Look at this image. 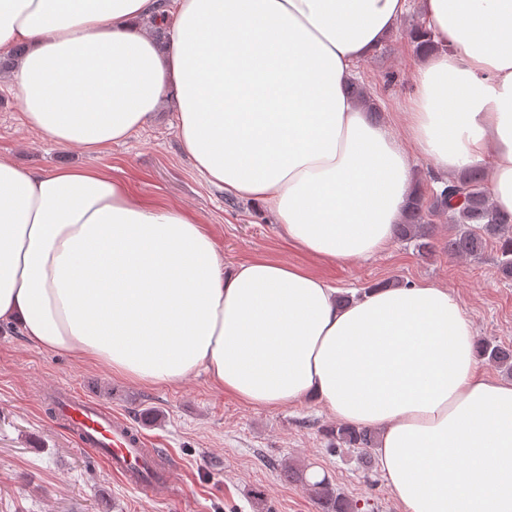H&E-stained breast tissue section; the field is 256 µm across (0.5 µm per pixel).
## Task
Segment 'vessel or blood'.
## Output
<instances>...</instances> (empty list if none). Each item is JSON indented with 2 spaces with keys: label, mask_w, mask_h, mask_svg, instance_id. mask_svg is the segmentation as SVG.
Returning a JSON list of instances; mask_svg holds the SVG:
<instances>
[{
  "label": "vessel or blood",
  "mask_w": 512,
  "mask_h": 512,
  "mask_svg": "<svg viewBox=\"0 0 512 512\" xmlns=\"http://www.w3.org/2000/svg\"><path fill=\"white\" fill-rule=\"evenodd\" d=\"M54 394L56 423L97 452L114 477L148 496L171 488L174 467L160 461L145 433L78 389L58 387Z\"/></svg>",
  "instance_id": "1"
}]
</instances>
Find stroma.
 <instances>
[{
    "instance_id": "1",
    "label": "stroma",
    "mask_w": 512,
    "mask_h": 512,
    "mask_svg": "<svg viewBox=\"0 0 512 512\" xmlns=\"http://www.w3.org/2000/svg\"><path fill=\"white\" fill-rule=\"evenodd\" d=\"M421 21L410 7L395 34L355 68V82L400 137L417 57L408 31ZM5 85L1 73L0 158L44 171L90 165L138 197L184 207L209 228L229 268L262 255L307 267L345 296L397 281L446 286L476 339L512 349V280L499 274L495 243L475 257L450 256L451 228L440 222L425 254L396 240L352 264L317 261L283 241L263 205L207 181L179 146L174 112L161 111L126 141L88 153L31 130ZM63 382L141 427L171 459L172 488L147 497L123 485L96 452L53 424L43 395ZM336 425L314 402L256 407L214 389L202 375L169 386L133 383L66 353L34 348L13 325L0 324V512H319L307 490L281 478L286 461L320 469L361 512H405L381 468L369 467L360 449L330 452L328 431Z\"/></svg>"
}]
</instances>
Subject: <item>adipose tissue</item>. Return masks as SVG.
<instances>
[{
  "label": "adipose tissue",
  "mask_w": 512,
  "mask_h": 512,
  "mask_svg": "<svg viewBox=\"0 0 512 512\" xmlns=\"http://www.w3.org/2000/svg\"><path fill=\"white\" fill-rule=\"evenodd\" d=\"M408 0H0V53L45 140L96 152L163 106L208 181L262 203L288 243L352 263L388 248L411 160L488 171L512 213V0H421L406 138L345 87ZM166 14L158 48L144 21ZM0 322L37 348L148 385L204 374L241 401L304 399L379 431L405 512H512V382L477 373L448 288L377 285L348 304L323 278L254 257L226 269L189 210L83 166L0 158Z\"/></svg>",
  "instance_id": "ef3b65f1"
}]
</instances>
